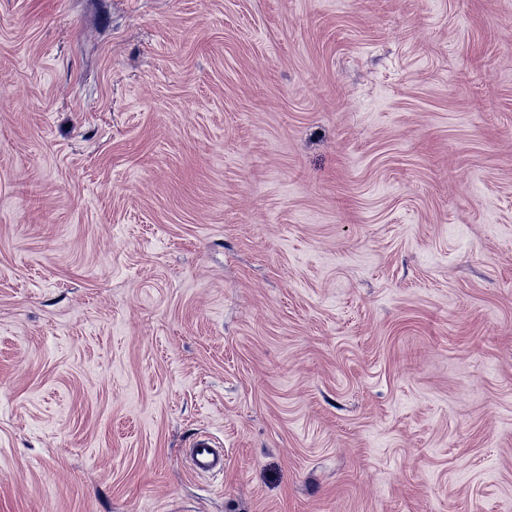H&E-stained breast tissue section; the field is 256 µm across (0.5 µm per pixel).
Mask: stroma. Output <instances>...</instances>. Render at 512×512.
<instances>
[{
    "label": "stroma",
    "mask_w": 512,
    "mask_h": 512,
    "mask_svg": "<svg viewBox=\"0 0 512 512\" xmlns=\"http://www.w3.org/2000/svg\"><path fill=\"white\" fill-rule=\"evenodd\" d=\"M0 512H512V0H0ZM191 461L198 471L213 475L224 472V454L215 445L209 435H200L194 439Z\"/></svg>",
    "instance_id": "obj_1"
}]
</instances>
